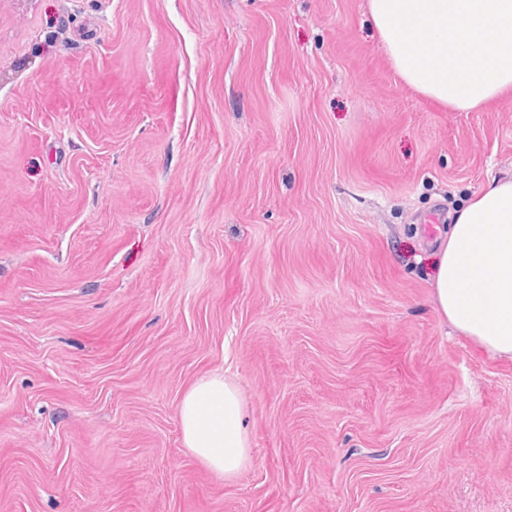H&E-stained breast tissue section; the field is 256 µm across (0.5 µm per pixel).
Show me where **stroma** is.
<instances>
[{"label":"stroma","instance_id":"stroma-1","mask_svg":"<svg viewBox=\"0 0 512 512\" xmlns=\"http://www.w3.org/2000/svg\"><path fill=\"white\" fill-rule=\"evenodd\" d=\"M508 176L512 91L424 97L366 0H0V512H512V360L431 288ZM185 446L211 471L234 480L249 464L247 408L239 388L212 373L196 381L178 407Z\"/></svg>","mask_w":512,"mask_h":512}]
</instances>
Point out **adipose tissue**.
I'll return each instance as SVG.
<instances>
[{
  "label": "adipose tissue",
  "instance_id": "obj_1",
  "mask_svg": "<svg viewBox=\"0 0 512 512\" xmlns=\"http://www.w3.org/2000/svg\"><path fill=\"white\" fill-rule=\"evenodd\" d=\"M370 19L405 84L456 112L512 89V0H368ZM439 315L482 351L512 359V177L454 215L434 251ZM185 446L234 480L249 464L247 408L222 374L196 381L178 407Z\"/></svg>",
  "mask_w": 512,
  "mask_h": 512
}]
</instances>
